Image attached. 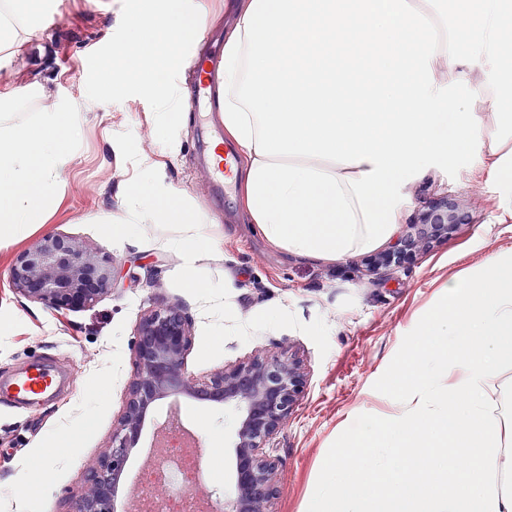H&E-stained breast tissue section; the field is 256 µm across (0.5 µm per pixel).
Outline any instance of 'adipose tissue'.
Segmentation results:
<instances>
[{
    "label": "adipose tissue",
    "instance_id": "ef3b65f1",
    "mask_svg": "<svg viewBox=\"0 0 512 512\" xmlns=\"http://www.w3.org/2000/svg\"><path fill=\"white\" fill-rule=\"evenodd\" d=\"M55 0H0V63L41 36ZM114 44L121 84L171 123V62L221 32L224 138L241 216L273 246L336 262L390 246L425 192L465 169L512 214V0H152ZM0 97V223H33L71 161L62 113L22 123ZM443 305L395 380L391 414L346 429L308 512H512V249L438 281ZM444 437L437 454L424 447ZM412 449L377 496L364 448Z\"/></svg>",
    "mask_w": 512,
    "mask_h": 512
}]
</instances>
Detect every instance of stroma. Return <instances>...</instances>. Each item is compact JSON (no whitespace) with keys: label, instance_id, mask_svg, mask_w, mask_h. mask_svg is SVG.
Returning a JSON list of instances; mask_svg holds the SVG:
<instances>
[{"label":"stroma","instance_id":"1","mask_svg":"<svg viewBox=\"0 0 512 512\" xmlns=\"http://www.w3.org/2000/svg\"><path fill=\"white\" fill-rule=\"evenodd\" d=\"M140 3L56 0L45 33L10 68H0V93L22 85L37 88L38 98L23 115L27 122H36L40 112L56 110L64 101L79 105L68 115L67 127L74 132L72 160L57 194L45 202L38 222L21 229L0 225V377L35 361L66 377L48 399L0 401V512H72L89 464L105 448L123 411L139 319L161 303L180 305L192 323L186 367L195 378L203 380L255 354L275 355L286 348L302 360L300 400L269 442L279 482L270 509L307 512L311 494L336 456L341 429L386 420L391 379L408 359L419 329L441 307L436 280L484 264L500 247H512V216L491 207L495 183L487 180L478 188L473 223L458 225L405 267L375 272L366 254L334 264L302 261L270 245L253 225L231 220L237 191L216 192L200 163L209 139L193 113H179L180 149L166 159L161 180L205 213L224 236L219 253L197 258L199 270L215 279L231 275L234 312L254 315L281 306L302 322L320 317L329 326L330 349L324 356L304 333L282 329L261 332L246 343L229 339L221 357L197 363L207 318L194 298L172 284L180 259L163 245L167 231L148 224L146 241L113 244L92 227L96 221L121 219L125 188L137 172L136 164L123 160L115 135L132 131L139 152L154 157L163 148V132L148 131L144 120L153 109L151 100L134 87L113 91L105 67L113 41ZM94 85L102 96L84 104L88 87ZM47 234L81 239L111 258L112 291L92 307L62 312L17 293L10 282L14 256ZM174 410L182 413L205 450L199 486L230 490L236 411L180 397L159 401L153 415L162 420ZM73 430L78 438L69 455L55 456L56 441ZM156 453L152 429L144 427L129 455L118 512H130L133 495L141 491L142 471ZM47 461L56 478L46 491L41 475Z\"/></svg>","mask_w":512,"mask_h":512}]
</instances>
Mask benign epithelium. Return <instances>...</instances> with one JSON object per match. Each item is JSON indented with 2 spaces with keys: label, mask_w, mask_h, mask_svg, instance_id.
I'll return each instance as SVG.
<instances>
[{
  "label": "benign epithelium",
  "mask_w": 512,
  "mask_h": 512,
  "mask_svg": "<svg viewBox=\"0 0 512 512\" xmlns=\"http://www.w3.org/2000/svg\"><path fill=\"white\" fill-rule=\"evenodd\" d=\"M478 200L474 191L463 190L430 202L421 221L408 225L400 242L372 262L373 269L400 268L408 248L431 245L456 225L473 223L471 208ZM10 278L18 293L57 311L89 307L113 288L112 261L62 234L45 235L18 252ZM190 346V323L179 306H156L141 317L123 413L108 447L89 468L72 512H116L125 466L149 412L156 402L180 395L238 412L232 440L235 484L224 497V512H269L278 495L277 460L266 448L299 401L301 361L287 351L255 356L200 381L186 369Z\"/></svg>",
  "instance_id": "obj_1"
}]
</instances>
